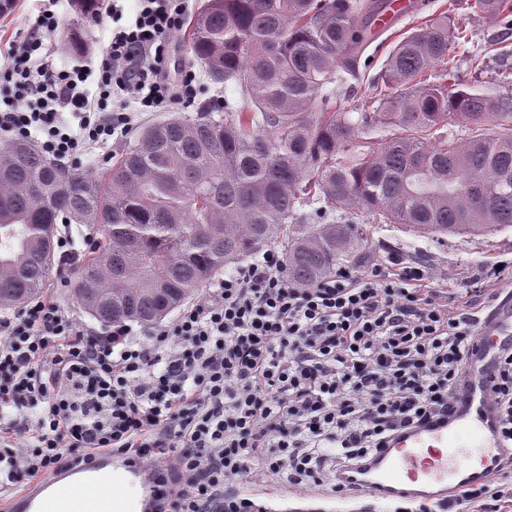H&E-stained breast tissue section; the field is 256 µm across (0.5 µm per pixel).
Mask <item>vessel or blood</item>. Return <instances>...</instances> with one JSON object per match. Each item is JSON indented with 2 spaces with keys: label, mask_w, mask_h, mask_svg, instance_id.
Listing matches in <instances>:
<instances>
[{
  "label": "vessel or blood",
  "mask_w": 512,
  "mask_h": 512,
  "mask_svg": "<svg viewBox=\"0 0 512 512\" xmlns=\"http://www.w3.org/2000/svg\"><path fill=\"white\" fill-rule=\"evenodd\" d=\"M429 4L389 0L377 25L386 27ZM476 336L452 422L397 436L389 448L347 473L346 481L383 497L445 502L491 477L512 458V448L502 445L497 405L489 389L500 353L512 349V293L479 319ZM153 494L143 469L106 456L75 469L63 468L34 484L11 499L6 512H145Z\"/></svg>",
  "instance_id": "b4317fda"
}]
</instances>
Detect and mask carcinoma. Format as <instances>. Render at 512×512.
I'll list each match as a JSON object with an SVG mask.
<instances>
[{
  "label": "carcinoma",
  "instance_id": "1",
  "mask_svg": "<svg viewBox=\"0 0 512 512\" xmlns=\"http://www.w3.org/2000/svg\"><path fill=\"white\" fill-rule=\"evenodd\" d=\"M97 0H74L66 40L79 50ZM495 22L512 0H474ZM374 0H207L187 40L212 84L233 82L224 111L201 107L145 127L115 165L89 175L28 141L0 147V309L42 290L60 224L101 234L77 293L102 325L159 323L231 263L281 243L299 285L336 271L368 243L362 213L442 244L512 227V94L428 81L462 31L443 12L385 60L378 106L356 121L329 84L353 86L378 38ZM461 122V143L439 133ZM383 130L389 135L377 138ZM317 222H308L307 207Z\"/></svg>",
  "mask_w": 512,
  "mask_h": 512
}]
</instances>
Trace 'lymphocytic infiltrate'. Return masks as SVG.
I'll return each mask as SVG.
<instances>
[{
  "instance_id": "lymphocytic-infiltrate-1",
  "label": "lymphocytic infiltrate",
  "mask_w": 512,
  "mask_h": 512,
  "mask_svg": "<svg viewBox=\"0 0 512 512\" xmlns=\"http://www.w3.org/2000/svg\"><path fill=\"white\" fill-rule=\"evenodd\" d=\"M65 0H35L32 29L0 66V131L66 159L119 141L135 114L194 99L197 76L167 66L190 0H102L109 40L58 66L50 41ZM424 274L338 268L302 286L276 251L220 280L141 342L117 323L96 335L53 302L0 318V494L109 452L159 486L152 512H268L246 492L254 466L296 488L338 481L402 431L444 424L477 317L417 289ZM512 446V353L491 387ZM504 487L476 484L439 508L501 512Z\"/></svg>"
}]
</instances>
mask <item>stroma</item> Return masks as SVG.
Masks as SVG:
<instances>
[{
	"label": "stroma",
	"mask_w": 512,
	"mask_h": 512,
	"mask_svg": "<svg viewBox=\"0 0 512 512\" xmlns=\"http://www.w3.org/2000/svg\"><path fill=\"white\" fill-rule=\"evenodd\" d=\"M471 3L472 0H435L432 8L436 14L450 11L464 31L459 47L448 56L447 68L459 82L478 81L498 92L510 93L512 28L488 26ZM35 15L32 0H13L7 10L0 12V52H6L11 43L27 33ZM425 19L422 13L408 16L381 36L379 46L368 48L369 61L362 69L361 78L354 83V93L340 97L337 103L341 111L354 119L359 113L375 110L373 85L389 50ZM355 220L364 225L371 242L369 248L349 260L348 266L354 271L378 265L392 272L398 258L417 263L425 270L422 287L445 292L455 305L465 304L481 312L486 311L492 297L512 289V227L487 238L452 236L442 246L404 227L378 224L362 214L356 215ZM501 265L507 272L503 279L493 274ZM78 272L79 264L75 261L53 267L42 297L59 305L87 331H101V324L85 312L77 296ZM257 488L266 505L277 508L278 512H390L392 508L388 501L368 493L337 497L323 486L295 491L272 477L258 483Z\"/></svg>",
	"instance_id": "stroma-1"
}]
</instances>
